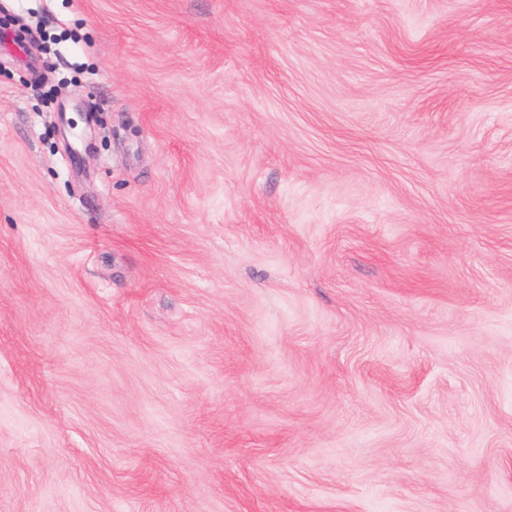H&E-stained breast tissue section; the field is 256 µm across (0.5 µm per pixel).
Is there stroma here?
<instances>
[{
    "label": "stroma",
    "instance_id": "stroma-1",
    "mask_svg": "<svg viewBox=\"0 0 512 512\" xmlns=\"http://www.w3.org/2000/svg\"><path fill=\"white\" fill-rule=\"evenodd\" d=\"M0 19V512H512V0Z\"/></svg>",
    "mask_w": 512,
    "mask_h": 512
}]
</instances>
